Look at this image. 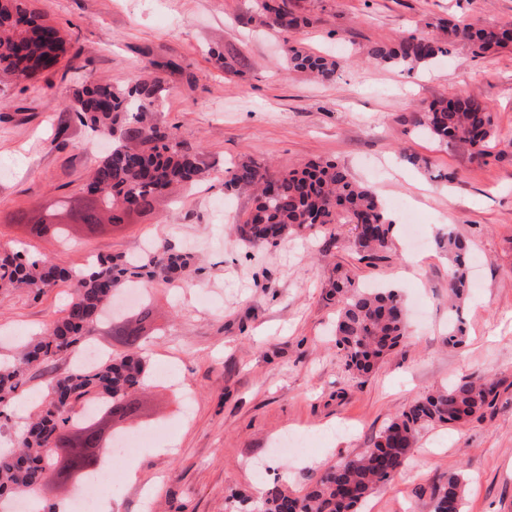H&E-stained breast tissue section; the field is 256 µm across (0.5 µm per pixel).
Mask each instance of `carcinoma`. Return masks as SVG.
Wrapping results in <instances>:
<instances>
[{
	"label": "carcinoma",
	"instance_id": "1",
	"mask_svg": "<svg viewBox=\"0 0 512 512\" xmlns=\"http://www.w3.org/2000/svg\"><path fill=\"white\" fill-rule=\"evenodd\" d=\"M261 9V23L286 34L283 52L293 70L328 83L348 66L345 60L296 45L290 34L312 21L291 10L288 0H262ZM443 31L441 39L410 33L391 44L376 43L367 54L376 63L411 72L448 55L458 41L468 44L476 57L512 46V24L450 20ZM66 52L60 29L33 8L30 0H0V85L31 80L58 64ZM153 67V62L145 63L142 78L124 88L99 80L75 89L68 110L95 137L110 139L111 148L85 178L80 195L66 197L36 216L17 211L9 217L11 222L23 226L29 236L49 235L67 243L75 226L94 233L103 224H122L130 214L150 210L158 197L179 187H193L205 178L203 153L186 146L154 119L167 88L160 77L152 75ZM411 123L440 145L466 147L476 155L485 154L496 137L493 112L473 95L437 99L426 111L412 113ZM226 173L225 187L255 192L254 207L234 228L256 252L292 234H315L330 224H353L359 260L373 264L386 258L394 222L384 203L372 187L353 181L335 162H315L300 171L277 175L268 165L248 159ZM438 244L452 260L448 294L459 303L471 288L468 246L451 232ZM187 265V257L168 246H155L137 258L98 259L85 276L44 258L1 254L0 288H28L39 295L67 282L70 299L62 316L17 357L0 361V403L18 398L30 369L73 353L89 341L117 289L129 282L148 283L158 273L172 280ZM331 296L337 304L336 347L344 353L349 368L367 374L407 335L402 295L393 288L364 289L344 275L332 283ZM150 317L151 309L143 305L138 323L121 328L119 336L128 348L123 356H111L64 376L44 371L39 411L20 429L19 450L0 451V498L34 494L44 486L64 411H73L76 404L101 407L91 417L74 416V422L83 425L82 440L88 443L96 440L89 422L120 410L125 416L132 414L125 397L145 387L147 375L138 351L146 340L143 323ZM497 396L496 384L480 377L437 389L391 419L370 447L338 459L305 488L295 491L276 482L256 500L232 493L227 496L230 512H358L366 499L405 467L421 430L461 424L491 407ZM464 495L461 472L448 474L432 491L433 512H463Z\"/></svg>",
	"mask_w": 512,
	"mask_h": 512
}]
</instances>
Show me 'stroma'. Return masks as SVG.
Instances as JSON below:
<instances>
[{
    "label": "stroma",
    "instance_id": "1",
    "mask_svg": "<svg viewBox=\"0 0 512 512\" xmlns=\"http://www.w3.org/2000/svg\"><path fill=\"white\" fill-rule=\"evenodd\" d=\"M290 4L312 20L296 34L303 47L353 59L333 82L289 69L282 33L260 22L261 0H33L68 52L37 79L0 91V250L69 270L149 244L191 257L183 283L147 286L159 334L142 349L150 381L131 423L154 438L116 461L136 477L101 498L112 512H227L235 491L250 496L282 479L299 490L369 447L419 397L473 376L497 383L495 406L422 430L408 465L359 512H432L431 492L452 470L466 478L465 512H512V49L477 57L460 42L409 73L366 58L374 43L410 31L438 36L446 19L512 23V0ZM213 47L223 62L211 58ZM148 60L169 89L158 119L203 152L209 179L67 246L23 236L9 215L79 194L106 150L69 117L76 85H128ZM468 91L490 104L497 128L479 159L409 122L439 96ZM246 157L277 173L335 161L375 187L388 212L400 214L396 202L405 200L418 224L395 225L387 259L373 266L358 262L350 224L254 252L231 229L251 193L224 187L227 164ZM450 232L473 259V287L455 311L448 256L435 244ZM339 270L362 286L396 287L408 307L406 340L366 377L348 369L335 344L327 292ZM69 294L64 284L40 295L0 292V358L60 317ZM454 318L465 329L457 347L448 343ZM287 433L308 451L278 454L275 441Z\"/></svg>",
    "mask_w": 512,
    "mask_h": 512
}]
</instances>
